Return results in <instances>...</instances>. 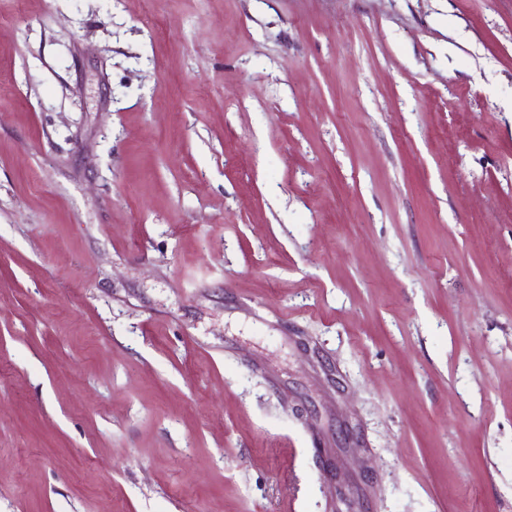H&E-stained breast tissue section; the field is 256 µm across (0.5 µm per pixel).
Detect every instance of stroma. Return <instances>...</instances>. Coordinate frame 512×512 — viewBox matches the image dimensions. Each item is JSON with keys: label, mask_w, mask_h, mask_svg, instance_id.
<instances>
[{"label": "stroma", "mask_w": 512, "mask_h": 512, "mask_svg": "<svg viewBox=\"0 0 512 512\" xmlns=\"http://www.w3.org/2000/svg\"><path fill=\"white\" fill-rule=\"evenodd\" d=\"M0 512H512V0H0Z\"/></svg>", "instance_id": "35a3bbf8"}]
</instances>
